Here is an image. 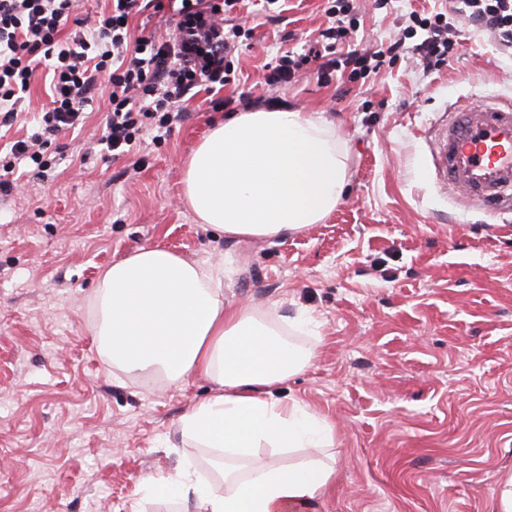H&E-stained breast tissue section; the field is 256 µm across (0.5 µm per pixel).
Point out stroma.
<instances>
[{
  "label": "stroma",
  "mask_w": 512,
  "mask_h": 512,
  "mask_svg": "<svg viewBox=\"0 0 512 512\" xmlns=\"http://www.w3.org/2000/svg\"><path fill=\"white\" fill-rule=\"evenodd\" d=\"M331 0H241L240 87L330 122L349 155L348 186L323 223L273 242L229 240L197 223L182 164L214 100L127 156L95 146L96 95L83 124L52 138L47 180L0 197V512H183L140 490L183 458L221 481L216 452L183 439L180 417L213 393L113 370L90 332L91 296L112 262L160 246L226 269L224 296L316 351L278 386L334 428L315 454L336 469L320 512H494L512 473V215L435 179L430 129L482 100L512 103V51L456 14L452 0H350L344 45L387 47L416 16L446 15L447 65L402 54L356 79L267 89V63L304 53L331 26Z\"/></svg>",
  "instance_id": "35a3bbf8"
}]
</instances>
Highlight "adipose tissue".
Wrapping results in <instances>:
<instances>
[{"label":"adipose tissue","mask_w":512,"mask_h":512,"mask_svg":"<svg viewBox=\"0 0 512 512\" xmlns=\"http://www.w3.org/2000/svg\"><path fill=\"white\" fill-rule=\"evenodd\" d=\"M335 131L297 108L238 112L214 123L183 163V197L196 221L228 239L285 238L322 223L347 182ZM224 270L142 246L104 272L92 330L121 371L193 374L216 389L178 423L181 435L235 457L223 489L189 460L151 477L144 491L193 502L197 512H318L336 479L313 459L280 466L261 448H326L333 428L274 389L315 357L275 325L224 297Z\"/></svg>","instance_id":"obj_1"}]
</instances>
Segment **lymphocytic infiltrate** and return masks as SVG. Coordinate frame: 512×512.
I'll use <instances>...</instances> for the list:
<instances>
[{
    "mask_svg": "<svg viewBox=\"0 0 512 512\" xmlns=\"http://www.w3.org/2000/svg\"><path fill=\"white\" fill-rule=\"evenodd\" d=\"M79 0H0V111L13 117L24 103L40 66L50 74V93L40 114L41 131L15 141L0 159V194L13 189L8 173L19 161L44 174L49 162L44 148L51 136L74 128L96 90H104L108 115L100 138L109 151L136 145L150 130H167L180 122V106L199 87L227 86L234 73L236 40L224 32V15L238 0H180L172 16L175 34L163 40L135 35L134 18L150 7L149 0H109L93 19L77 17ZM455 13L512 49V0H455ZM427 36L413 46L424 67L446 64L453 54V34L440 16L417 19ZM344 26L320 33L329 57L319 64L327 76L337 64L352 75L378 72L385 60L403 53L404 39L371 53L356 51L336 61L335 41Z\"/></svg>",
    "mask_w": 512,
    "mask_h": 512,
    "instance_id": "lymphocytic-infiltrate-1",
    "label": "lymphocytic infiltrate"
}]
</instances>
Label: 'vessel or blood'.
<instances>
[{"mask_svg": "<svg viewBox=\"0 0 512 512\" xmlns=\"http://www.w3.org/2000/svg\"><path fill=\"white\" fill-rule=\"evenodd\" d=\"M430 142L440 181L460 186L478 204L512 201V105L459 107Z\"/></svg>", "mask_w": 512, "mask_h": 512, "instance_id": "vessel-or-blood-1", "label": "vessel or blood"}]
</instances>
